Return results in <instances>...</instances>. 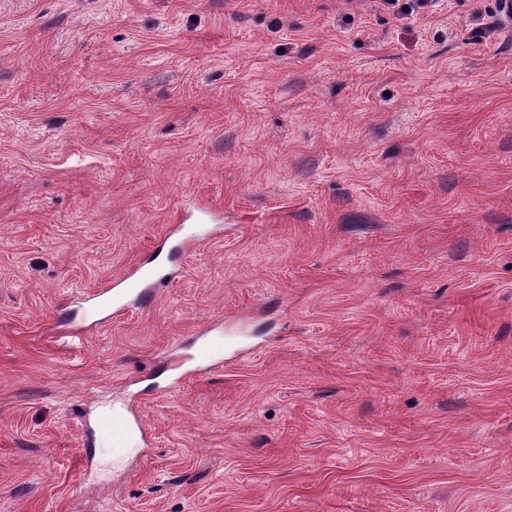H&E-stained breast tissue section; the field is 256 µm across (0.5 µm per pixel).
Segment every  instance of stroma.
<instances>
[{
    "mask_svg": "<svg viewBox=\"0 0 512 512\" xmlns=\"http://www.w3.org/2000/svg\"><path fill=\"white\" fill-rule=\"evenodd\" d=\"M0 512H512L497 0H0ZM165 282V276L161 275L157 269L140 266L136 273L116 282L112 288L99 294V296L106 295L112 291V297L101 300L97 306L116 307L113 314L118 313L124 308L122 302L127 298H132L133 301L141 304L148 305L153 302L157 288H160ZM209 329H206L200 333L195 343L199 342V345L195 351L188 356L181 358L178 357L172 371L180 373L178 379L182 378L187 372H183V368L187 363H192L198 369L208 368L214 365L218 360L223 357L224 353V339H214L208 335ZM137 431L143 439L144 436L137 421L136 411L132 406L98 414L92 429L94 435L111 437L112 446L115 448H124L129 438Z\"/></svg>",
    "mask_w": 512,
    "mask_h": 512,
    "instance_id": "stroma-1",
    "label": "stroma"
}]
</instances>
